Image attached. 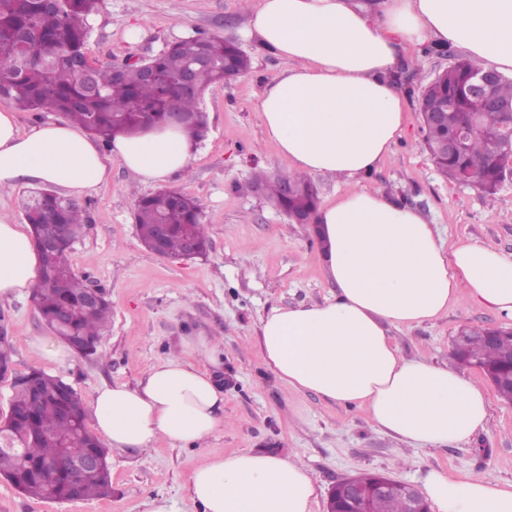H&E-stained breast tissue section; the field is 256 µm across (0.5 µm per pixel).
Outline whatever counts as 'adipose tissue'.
Instances as JSON below:
<instances>
[{"instance_id": "1", "label": "adipose tissue", "mask_w": 512, "mask_h": 512, "mask_svg": "<svg viewBox=\"0 0 512 512\" xmlns=\"http://www.w3.org/2000/svg\"><path fill=\"white\" fill-rule=\"evenodd\" d=\"M247 38L290 62L256 110L292 173L354 178L388 158L406 122L392 79L403 45L461 47L512 72V0H255ZM197 151L185 129L156 124L112 140L102 154L79 126L21 131L0 109V187L40 183L80 197L117 158L144 184L184 172ZM336 287L323 303L275 308L263 319L267 366L288 386L366 408L394 438L438 447L468 441L487 422L482 389L447 367L404 358L389 330L438 317L466 294L512 316V255L481 245L445 249L424 215L384 193L353 191L316 213ZM39 256L26 230L0 214V300L33 292ZM185 356L151 367L137 386L98 388L93 427L111 447L164 439L193 445L224 423L213 371L224 348L184 340ZM203 512H313L310 469L288 455L243 450L208 457L189 477ZM422 492L435 512H512V483L433 470Z\"/></svg>"}]
</instances>
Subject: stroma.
<instances>
[{"label": "stroma", "instance_id": "35a3bbf8", "mask_svg": "<svg viewBox=\"0 0 512 512\" xmlns=\"http://www.w3.org/2000/svg\"><path fill=\"white\" fill-rule=\"evenodd\" d=\"M251 7L250 0H103L90 19V61L148 59L167 43L203 31L237 43L251 67L203 92L199 108L208 116V133L190 167L166 183L167 189L203 202L207 255L163 259L146 250L134 212L155 188L139 183L117 160L105 183L80 198L88 228L68 254L71 266L112 303L98 357L72 358L64 372L84 401H92L104 385L136 386L152 365L181 353L183 338L208 336L224 342L219 370L226 380L224 425L194 446L160 441L148 448L111 450L112 494L104 499L31 498L0 478V512H149L158 498L166 499L172 512H200L189 488L192 471L208 455L243 450L297 455L317 483L314 512H327L336 482L359 473L383 474L417 487L432 470L455 479L479 474L512 482V403L500 398L481 369L458 364L451 355L462 326L510 328L511 316L463 295L436 319L390 331L405 357L456 369L481 387L488 421L466 443L406 444L376 425L365 408L295 390L267 367L260 327L268 312L322 303L335 287L313 228L292 223L265 197L242 189L255 173L287 168L264 131L256 103L289 63L245 37ZM402 62L416 65L417 72L401 87L406 123L390 157L363 177H314L320 202L352 190L379 191L421 211L446 247L477 244L511 255L512 181L486 200L475 187L446 180L424 150L417 98L448 67L450 56L409 46ZM0 333L16 371L39 366L55 374V365L39 364L28 347L31 339L49 333L33 296L0 301Z\"/></svg>", "mask_w": 512, "mask_h": 512}]
</instances>
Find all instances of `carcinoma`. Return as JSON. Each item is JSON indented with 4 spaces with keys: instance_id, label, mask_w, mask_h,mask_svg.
I'll use <instances>...</instances> for the list:
<instances>
[{
    "instance_id": "cac0c4a2",
    "label": "carcinoma",
    "mask_w": 512,
    "mask_h": 512,
    "mask_svg": "<svg viewBox=\"0 0 512 512\" xmlns=\"http://www.w3.org/2000/svg\"><path fill=\"white\" fill-rule=\"evenodd\" d=\"M100 0H59L49 8L43 0H0V99L13 101L23 110H52L70 122L106 142L119 132H134L152 119L166 120L171 104L194 117L193 132L203 136L207 121L197 107V98L175 85L165 88L145 80L138 64H100L81 75L79 65L86 63L85 44L89 37V18L97 13ZM210 62L196 72L197 85H209L237 78L250 68L249 57L234 43L215 35L196 33L166 46L149 63L175 73L197 60ZM485 71L475 61L457 56L454 63L439 72L424 87L418 99V112L425 146L430 161L450 180L467 183L491 197L503 184L496 150L506 148L509 119L497 110L484 109L468 93L471 78ZM496 99L512 102V77L503 75L495 83ZM448 106V121L429 124L426 115ZM466 132L465 146L460 151L448 150V142ZM266 197L290 213L312 214L317 210V194L307 179L282 172L274 178L259 175ZM295 185L294 191L282 194L284 183ZM26 223L33 241L55 237L56 226L65 224L69 238L59 256L42 265L34 295L43 323L54 328L67 345L90 341L88 356L97 353L102 333L112 315L107 296L88 306L86 276L75 271L68 261L74 242L88 227L84 210L75 202L46 189L34 194L24 207ZM135 223L142 243L151 238L155 224L171 225L168 251L180 253L187 238L197 241L206 253L210 240L203 224L200 200L183 192L161 190L139 200ZM72 310L65 327L55 326V318L64 309ZM488 329L464 326L459 335L467 337L464 353H454L459 361H467L486 371L500 364L502 352L512 350V332L505 329L496 344L484 339ZM41 398L37 412L29 414V396L16 391L9 400L4 419L6 430L18 441V451L0 450V476L9 480L20 493L32 497L62 499L66 497V479L34 475L31 466L48 459H58L65 451L60 443L45 438L52 433L70 448H80L94 435L86 425V409L79 393L63 390L65 379L34 369ZM112 495L110 467L84 481L82 499Z\"/></svg>"
}]
</instances>
